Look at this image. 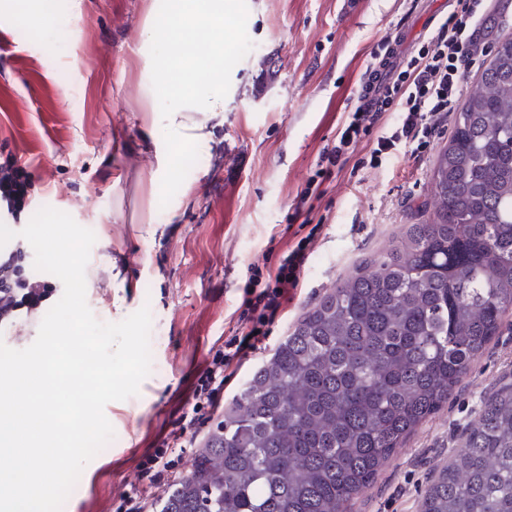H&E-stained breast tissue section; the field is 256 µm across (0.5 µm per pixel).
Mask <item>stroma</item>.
Wrapping results in <instances>:
<instances>
[{"label": "stroma", "instance_id": "35a3bbf8", "mask_svg": "<svg viewBox=\"0 0 512 512\" xmlns=\"http://www.w3.org/2000/svg\"><path fill=\"white\" fill-rule=\"evenodd\" d=\"M151 0H84L70 43L66 4L24 24L0 7V159L32 174L26 225L42 207L68 213L96 241L85 271L94 316L119 322L149 307L151 371L137 395L107 404L112 446L83 469L62 512H115L137 483V461L166 432L197 373L239 327L251 266L275 264L306 236L293 228L300 194L354 111L379 44L406 61L456 0H231L225 34L224 120L204 145L189 144L166 190L151 175L164 143L147 124L139 34ZM512 34V0H485L466 79L474 88L491 48ZM451 120L423 159L398 153L381 166L328 174L310 217L317 238L283 318L258 364L292 324L405 225L433 212L431 168ZM124 307L115 311L113 299ZM512 385V311L439 412L398 448L350 512H421L432 476L463 445L484 401Z\"/></svg>", "mask_w": 512, "mask_h": 512}]
</instances>
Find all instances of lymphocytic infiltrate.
Listing matches in <instances>:
<instances>
[{
    "mask_svg": "<svg viewBox=\"0 0 512 512\" xmlns=\"http://www.w3.org/2000/svg\"><path fill=\"white\" fill-rule=\"evenodd\" d=\"M483 16L482 0H457V8L442 21L434 35L396 72L380 85L369 102L348 113L338 125L336 140L321 156L326 167L341 168L357 145L372 137L371 163L410 150L422 157L430 147L440 122L453 112L461 97L472 56L476 28ZM395 120L381 124L383 113ZM31 174L14 161L0 163V214L20 217L28 205ZM308 233L277 260L275 270L251 267L239 306L244 323L240 335L216 349L199 374L190 399L181 408L171 429L137 464V484L125 494L117 512H150V506L165 492L168 472L186 449L197 447L201 429L224 404V388L236 377L250 352L269 336L270 327L286 312L297 288L305 252L314 242ZM28 249L21 243L0 248V326L41 313L55 285L31 274L26 266Z\"/></svg>",
    "mask_w": 512,
    "mask_h": 512,
    "instance_id": "lymphocytic-infiltrate-1",
    "label": "lymphocytic infiltrate"
}]
</instances>
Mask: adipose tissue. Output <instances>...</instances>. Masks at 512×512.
Returning <instances> with one entry per match:
<instances>
[{"mask_svg":"<svg viewBox=\"0 0 512 512\" xmlns=\"http://www.w3.org/2000/svg\"><path fill=\"white\" fill-rule=\"evenodd\" d=\"M225 0H154L140 37L143 73L149 94L165 98L153 109L152 121L167 133L164 154L154 183H161L176 163L174 150L184 144L205 143L207 123L224 113V58L230 43L224 35ZM198 34L191 57L177 53L185 32ZM164 78H157L156 68Z\"/></svg>","mask_w":512,"mask_h":512,"instance_id":"ef3b65f1","label":"adipose tissue"}]
</instances>
